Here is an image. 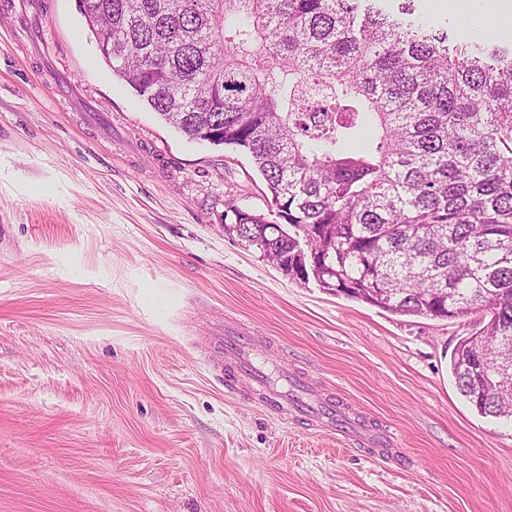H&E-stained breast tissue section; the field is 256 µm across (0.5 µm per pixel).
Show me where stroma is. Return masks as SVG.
Returning a JSON list of instances; mask_svg holds the SVG:
<instances>
[{"label":"stroma","mask_w":512,"mask_h":512,"mask_svg":"<svg viewBox=\"0 0 512 512\" xmlns=\"http://www.w3.org/2000/svg\"><path fill=\"white\" fill-rule=\"evenodd\" d=\"M0 7V512H512V419L451 355L488 314L393 313L224 232L267 211L244 151L191 141L104 64L77 0ZM416 14L473 31L444 0ZM391 448L225 392L220 321Z\"/></svg>","instance_id":"stroma-1"}]
</instances>
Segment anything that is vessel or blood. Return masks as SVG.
I'll return each instance as SVG.
<instances>
[{"mask_svg": "<svg viewBox=\"0 0 512 512\" xmlns=\"http://www.w3.org/2000/svg\"><path fill=\"white\" fill-rule=\"evenodd\" d=\"M213 340V368L222 373L226 392L235 393L246 386L259 387L269 406L276 411L318 419L329 432L339 433L350 440L359 439L361 429L353 420L324 403L318 394L287 369H278L273 376L267 374L257 362L251 337L224 324Z\"/></svg>", "mask_w": 512, "mask_h": 512, "instance_id": "1", "label": "vessel or blood"}]
</instances>
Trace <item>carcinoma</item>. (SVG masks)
I'll return each mask as SVG.
<instances>
[{
	"mask_svg": "<svg viewBox=\"0 0 512 512\" xmlns=\"http://www.w3.org/2000/svg\"><path fill=\"white\" fill-rule=\"evenodd\" d=\"M112 74L191 140L247 152L271 199L228 207L230 235L271 241L300 274L286 224L313 240L314 278L390 312L486 326L452 358L478 412L512 417L487 388L482 337L512 368V47L413 15L411 0H78ZM224 126V139L204 135ZM362 146L350 149L348 144Z\"/></svg>",
	"mask_w": 512,
	"mask_h": 512,
	"instance_id": "cac0c4a2",
	"label": "carcinoma"
}]
</instances>
